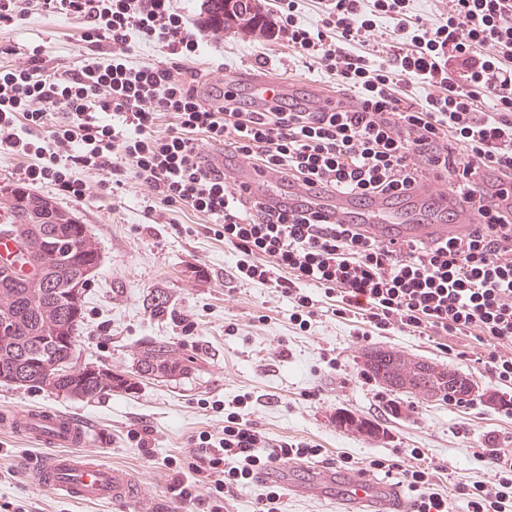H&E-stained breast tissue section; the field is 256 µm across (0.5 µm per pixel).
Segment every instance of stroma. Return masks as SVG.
Masks as SVG:
<instances>
[{
	"mask_svg": "<svg viewBox=\"0 0 512 512\" xmlns=\"http://www.w3.org/2000/svg\"><path fill=\"white\" fill-rule=\"evenodd\" d=\"M266 28L247 32L208 27L204 0H174L173 9L195 33L198 48L187 62L201 88L223 83L237 70H265L293 94L334 95L335 80L312 58L278 36L286 14L272 0H256ZM84 24L66 13L31 11L25 21L0 29V73L21 68L33 49L48 71L81 66L87 54L111 59V42L83 41ZM85 194L77 198L54 182L35 185L79 223L88 225L101 263L84 297L77 331L78 365L132 372L145 348L162 343L192 356L178 377L156 376L136 389L77 399L41 388L0 382V512H199L167 493L170 464L188 466L203 437H221L224 411L246 397L245 411L271 443L305 441L320 446L316 463L354 472L384 457L438 467L436 489L450 512H466L456 496L461 481L492 484L494 473L476 456L478 446L512 455V383L494 381L466 352L470 337L438 346L429 336L379 335L369 326L329 313L299 327L292 305L270 284L228 277L237 257L211 219L187 206H158L146 217L147 186L129 180L112 198L96 171L77 169ZM380 346L448 369L470 382L483 400L470 405L388 391L364 377L363 352ZM51 407L85 419L104 441L81 446L134 478L137 503L92 505L58 496L29 471L43 456L10 431L8 418ZM149 429L151 455L134 434Z\"/></svg>",
	"mask_w": 512,
	"mask_h": 512,
	"instance_id": "1",
	"label": "stroma"
}]
</instances>
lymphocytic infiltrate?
<instances>
[{
    "label": "lymphocytic infiltrate",
    "instance_id": "1",
    "mask_svg": "<svg viewBox=\"0 0 512 512\" xmlns=\"http://www.w3.org/2000/svg\"><path fill=\"white\" fill-rule=\"evenodd\" d=\"M411 0H331L322 29L289 19V43L315 57L336 80V95L305 106L274 89L244 93L215 87L208 107L182 62L197 39L172 0H0V27L23 21L29 7L63 11L87 22L86 38L118 46L109 62L84 58L79 69L48 72L40 52L0 79V152L35 156L26 182L54 181L79 197L76 167L98 171L112 197L127 178L147 184L161 203L185 205L213 218L239 258L233 279L272 283L293 303V318L307 325L316 287L335 297L332 314L350 315L388 333L431 332L475 337L490 345L485 363L494 378L512 381V204L501 188L512 182V0H453L452 13L435 23L413 17ZM395 20L402 36L381 53L373 37L378 19ZM159 45L162 62L130 64L133 34ZM440 93L418 99L413 85ZM480 99L493 101L479 111ZM63 115L41 137L47 111ZM173 123L156 133L160 115ZM25 129H18V117ZM224 150L215 163L201 154L197 134ZM469 162L459 166L460 153ZM258 174L275 173L276 185L235 180L239 159ZM454 180L457 196L481 222L464 237L426 245L378 242L360 221L323 220L311 201H292L298 184L315 195L380 192L391 200L433 173ZM304 441L271 444L241 412L226 413L224 434L204 438L186 469L168 486L175 500L197 502L196 489L215 490L206 512H222L224 491L245 484L276 463L315 457ZM497 485L459 484L467 512H504L512 501V455L484 454ZM370 466L401 470L413 494V512H448L435 492L438 472L402 467L393 459Z\"/></svg>",
    "mask_w": 512,
    "mask_h": 512
}]
</instances>
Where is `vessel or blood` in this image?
<instances>
[{
	"mask_svg": "<svg viewBox=\"0 0 512 512\" xmlns=\"http://www.w3.org/2000/svg\"><path fill=\"white\" fill-rule=\"evenodd\" d=\"M415 199L419 202L433 199L442 207L454 210V223L444 224L436 220L394 223L389 217L390 203L381 195L371 196L362 202L353 196L339 194L324 200L323 212L331 222H345L353 214H361L368 233L382 241L391 237L443 241L468 234L476 222L473 210L461 204L446 188L443 175H435L422 185ZM10 428L33 444L48 448V455L33 466L39 483L45 489L77 502L92 504L135 499L137 488L130 473L77 454V447L84 445L96 433L95 428L80 417L55 409L37 408L17 415ZM296 470V464L292 463L278 468L273 477L289 494L297 496L320 495L332 489L343 476L336 468L325 465L309 469L307 480L300 483L293 477ZM343 477L347 479L348 488L338 498L342 512H412L411 504L396 487L358 473Z\"/></svg>",
	"mask_w": 512,
	"mask_h": 512,
	"instance_id": "b4317fda",
	"label": "vessel or blood"
}]
</instances>
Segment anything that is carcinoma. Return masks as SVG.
Returning a JSON list of instances; mask_svg holds the SVG:
<instances>
[{
    "mask_svg": "<svg viewBox=\"0 0 512 512\" xmlns=\"http://www.w3.org/2000/svg\"><path fill=\"white\" fill-rule=\"evenodd\" d=\"M205 2L208 26L215 30L228 26L230 17L224 15V0ZM231 11L235 18L241 14L257 22L258 12L253 10L252 0H234ZM39 232L47 243L54 244L62 238L75 242L88 235L89 229L84 224L49 223L40 225ZM83 263L84 258L75 253L66 264L47 272L46 287L37 296L30 293L20 278H0V315L10 312L13 327L12 335L0 338V374L35 380L43 354L48 352L58 361L69 358L70 346L64 337L76 331L84 310L74 312L57 291V285L78 280L84 272ZM365 366L371 375L387 379V385L396 393L440 396L451 401L469 392L463 379L445 369L421 365L412 375L401 374V354L382 348L365 353ZM185 370L182 359L173 356L166 346L155 345L144 351L136 377L130 380L116 372L79 371L52 380L47 387L69 396L92 398L132 390L140 379L148 376L176 377Z\"/></svg>",
    "mask_w": 512,
    "mask_h": 512,
    "instance_id": "carcinoma-1",
    "label": "carcinoma"
}]
</instances>
